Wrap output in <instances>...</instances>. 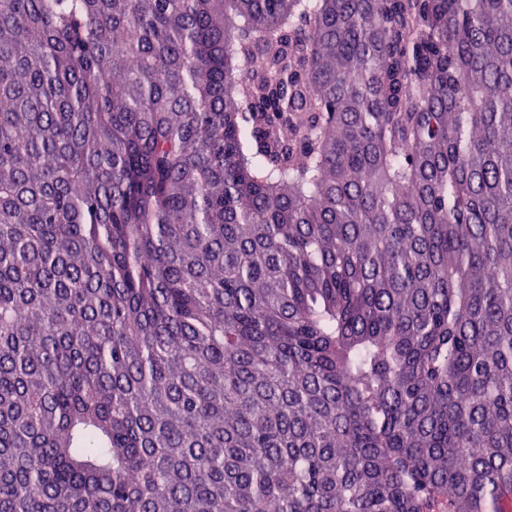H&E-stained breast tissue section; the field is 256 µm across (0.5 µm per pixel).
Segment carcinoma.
I'll return each instance as SVG.
<instances>
[{
  "instance_id": "cac0c4a2",
  "label": "carcinoma",
  "mask_w": 512,
  "mask_h": 512,
  "mask_svg": "<svg viewBox=\"0 0 512 512\" xmlns=\"http://www.w3.org/2000/svg\"><path fill=\"white\" fill-rule=\"evenodd\" d=\"M512 0H0V512H504Z\"/></svg>"
}]
</instances>
